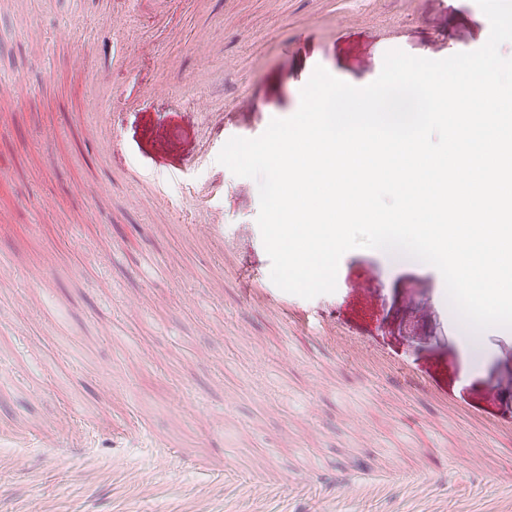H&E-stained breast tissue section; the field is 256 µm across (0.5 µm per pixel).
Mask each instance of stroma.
I'll list each match as a JSON object with an SVG mask.
<instances>
[{
    "instance_id": "1",
    "label": "stroma",
    "mask_w": 512,
    "mask_h": 512,
    "mask_svg": "<svg viewBox=\"0 0 512 512\" xmlns=\"http://www.w3.org/2000/svg\"><path fill=\"white\" fill-rule=\"evenodd\" d=\"M17 2L0 12V85L30 90L0 98V512H252L261 462L295 512H326L345 473L393 478L378 512L425 475L441 498L512 489V329L479 333L466 371L441 273L377 249L342 256L334 293L267 303L258 183L217 161L292 116L316 67L363 87L389 50L480 48L476 0ZM78 20L76 56L60 36ZM104 22L137 53L98 41Z\"/></svg>"
}]
</instances>
